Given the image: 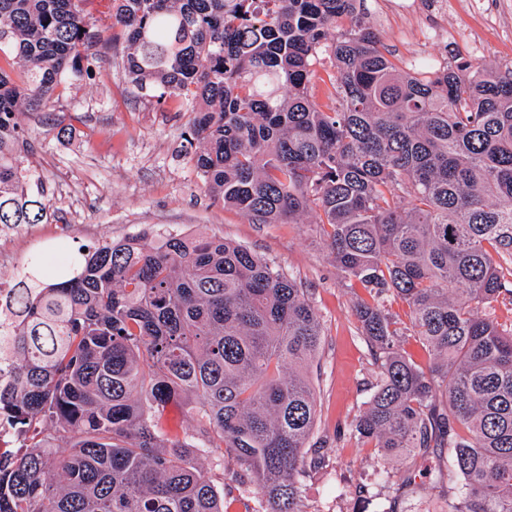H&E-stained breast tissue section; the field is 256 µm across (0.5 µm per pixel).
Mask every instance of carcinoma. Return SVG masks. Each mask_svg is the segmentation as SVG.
Wrapping results in <instances>:
<instances>
[{
  "label": "carcinoma",
  "instance_id": "carcinoma-1",
  "mask_svg": "<svg viewBox=\"0 0 512 512\" xmlns=\"http://www.w3.org/2000/svg\"><path fill=\"white\" fill-rule=\"evenodd\" d=\"M0 0V224H43L17 149L98 43L161 104L190 101L192 161L255 224L315 213L379 370L351 436L383 459L448 452V512H512V68L400 70L356 0ZM330 53L327 102L314 65ZM0 339V512H225L194 455L224 449L267 512H305L308 369L323 336L306 289L249 248L177 234L106 240ZM400 301L410 326L387 307ZM428 350L410 362L400 337ZM186 402L198 430L171 427Z\"/></svg>",
  "mask_w": 512,
  "mask_h": 512
}]
</instances>
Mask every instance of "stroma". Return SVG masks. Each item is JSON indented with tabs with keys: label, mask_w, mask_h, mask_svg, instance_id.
I'll return each instance as SVG.
<instances>
[{
	"label": "stroma",
	"mask_w": 512,
	"mask_h": 512,
	"mask_svg": "<svg viewBox=\"0 0 512 512\" xmlns=\"http://www.w3.org/2000/svg\"><path fill=\"white\" fill-rule=\"evenodd\" d=\"M401 68L427 60L512 66V0H361ZM123 43L96 45L89 75L65 78L55 115L23 114L19 144L34 199L49 220L13 237L19 259L32 249L44 257L78 256L96 239L139 234L217 236L247 246L302 283L323 324V342L309 376L317 392L313 441L329 450L326 467L304 487L306 512H445L447 485L433 486L427 468L445 465L438 450L382 460L359 447L348 430L373 393L377 367L358 330L355 295L340 283L329 249L309 225L252 224L237 209L213 200L186 152L190 115L181 98L156 104L123 74ZM99 229L85 233V225ZM388 470L389 481L378 473ZM416 483L402 487L406 475Z\"/></svg>",
	"instance_id": "35a3bbf8"
}]
</instances>
